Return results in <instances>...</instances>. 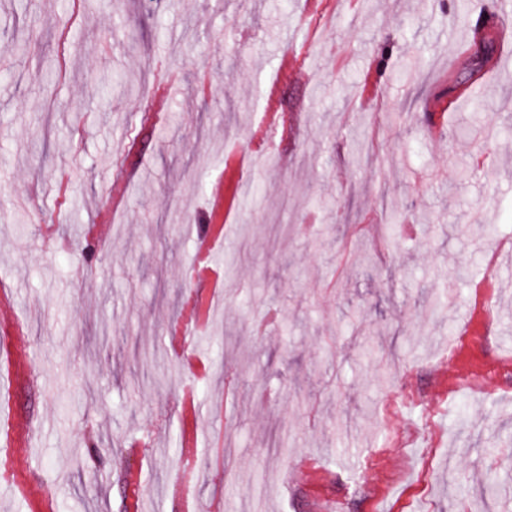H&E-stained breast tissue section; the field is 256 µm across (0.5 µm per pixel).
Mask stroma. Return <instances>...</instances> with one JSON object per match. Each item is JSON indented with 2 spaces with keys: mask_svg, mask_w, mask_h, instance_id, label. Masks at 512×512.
Instances as JSON below:
<instances>
[{
  "mask_svg": "<svg viewBox=\"0 0 512 512\" xmlns=\"http://www.w3.org/2000/svg\"><path fill=\"white\" fill-rule=\"evenodd\" d=\"M461 2L0 0V512H512V47L424 109L512 0Z\"/></svg>",
  "mask_w": 512,
  "mask_h": 512,
  "instance_id": "1",
  "label": "stroma"
}]
</instances>
